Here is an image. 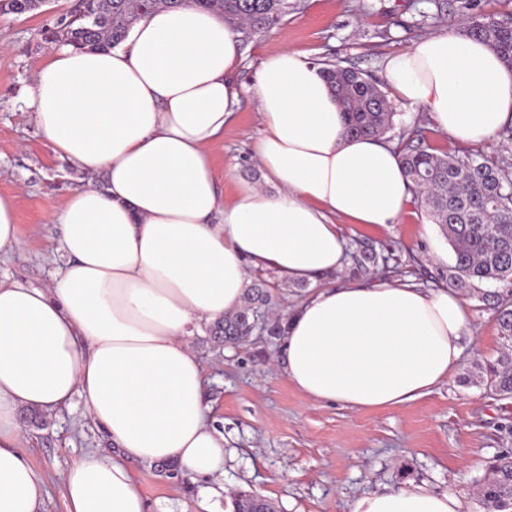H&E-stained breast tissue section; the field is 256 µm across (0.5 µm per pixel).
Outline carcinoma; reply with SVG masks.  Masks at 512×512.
<instances>
[{
  "mask_svg": "<svg viewBox=\"0 0 512 512\" xmlns=\"http://www.w3.org/2000/svg\"><path fill=\"white\" fill-rule=\"evenodd\" d=\"M45 0H0V13H35ZM160 8L209 10L231 23L248 41L280 23L294 9L291 0H77L69 19L43 31L44 40L76 49L98 50L119 45L140 19ZM465 33L484 41L512 68V16L476 14L467 18ZM321 72L345 114L350 137L382 139L394 130V112L384 84L354 66L326 62ZM404 173L414 201L439 225L455 255L448 283L457 290L477 284L498 285L482 292L495 310L500 352L482 367L480 378L498 397L512 399V165L483 152L438 155L425 143L418 127L398 134ZM386 257L365 250L357 269L386 265ZM288 284L256 274L235 312L205 326L208 341L235 346L245 341L255 312L270 313ZM478 495L487 512H512V449L490 460L477 480ZM234 512H276L260 496L239 491Z\"/></svg>",
  "mask_w": 512,
  "mask_h": 512,
  "instance_id": "carcinoma-1",
  "label": "carcinoma"
}]
</instances>
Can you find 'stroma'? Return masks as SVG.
<instances>
[{"label": "stroma", "mask_w": 512, "mask_h": 512, "mask_svg": "<svg viewBox=\"0 0 512 512\" xmlns=\"http://www.w3.org/2000/svg\"><path fill=\"white\" fill-rule=\"evenodd\" d=\"M74 0H52L45 12L0 14V197L15 206L23 246L0 257V277L49 286L60 265L58 225L50 208L61 207L89 178L54 155L26 107L48 50L42 29L53 26ZM440 24L421 22L428 0H300L298 10L243 44L236 74L240 106L224 128V145L214 154L224 190L235 181L262 182L254 161L260 136L254 76L263 58L292 47L311 61L352 63L382 77L388 56L407 49L412 38L459 30L467 11L460 0H444ZM411 23L404 31L403 23ZM396 126H419L436 152L462 153L466 147L441 133L421 110L394 100ZM348 242L388 257L389 268L368 274L346 264L331 276L336 285L363 279L409 280L432 289L448 275L454 253L438 225L418 205L401 221L379 231L343 227ZM471 318L463 337L464 364L429 396L389 410L351 411L315 402L274 369L281 339L252 334L236 346L210 347L202 334L190 339L205 367L206 394L214 425L224 434V478L192 477L161 466H142L149 512H199L211 496L217 512H230L231 494L242 490L273 502L277 512H349L357 496L423 484L460 497L466 512H486L475 482L490 458L512 448V400L491 393L479 365L499 351L496 315L480 290L464 293ZM113 447L87 417L81 399L55 411L42 427L24 430L23 451L47 480L40 512H66L62 476L89 451Z\"/></svg>", "instance_id": "1"}]
</instances>
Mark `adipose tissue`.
<instances>
[{"instance_id": "obj_1", "label": "adipose tissue", "mask_w": 512, "mask_h": 512, "mask_svg": "<svg viewBox=\"0 0 512 512\" xmlns=\"http://www.w3.org/2000/svg\"><path fill=\"white\" fill-rule=\"evenodd\" d=\"M240 34L205 10L161 8L117 47L48 52L27 107L48 148L103 186L74 190L51 287L0 278V512H40L42 475L21 451L22 408L81 398L116 448L64 474L67 512H147L133 463L224 472L205 371L188 339L243 303L251 271L313 284L285 311L282 376L310 400L388 410L430 395L463 362L470 311L453 288L329 286L347 263L343 223H398L412 193L401 154L351 138L317 65L283 47L255 75L266 186L221 190L214 153L239 105ZM395 95L452 142L482 145L512 122V69L458 33L388 57ZM410 483L350 512H464Z\"/></svg>"}]
</instances>
